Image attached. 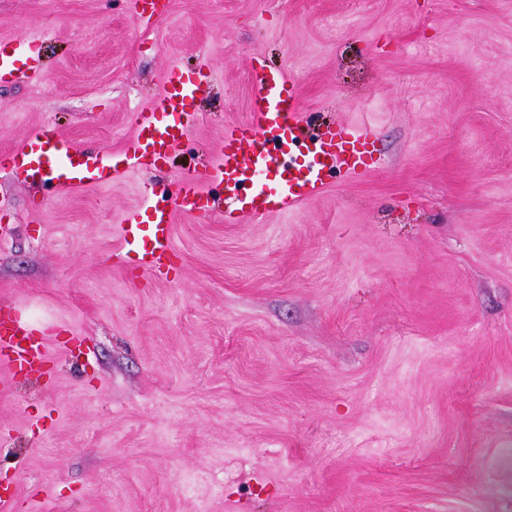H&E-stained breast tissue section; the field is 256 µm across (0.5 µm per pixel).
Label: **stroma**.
Listing matches in <instances>:
<instances>
[{"label": "stroma", "mask_w": 512, "mask_h": 512, "mask_svg": "<svg viewBox=\"0 0 512 512\" xmlns=\"http://www.w3.org/2000/svg\"><path fill=\"white\" fill-rule=\"evenodd\" d=\"M0 0L40 38L0 82V312L48 340L0 393L15 512H512V0ZM305 126H372L365 175L292 210L174 216L164 274L114 265L249 121V68ZM207 73L159 169L61 188L6 162L35 132L119 152L167 64Z\"/></svg>", "instance_id": "obj_1"}]
</instances>
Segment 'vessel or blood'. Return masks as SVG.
<instances>
[{
  "instance_id": "1",
  "label": "vessel or blood",
  "mask_w": 512,
  "mask_h": 512,
  "mask_svg": "<svg viewBox=\"0 0 512 512\" xmlns=\"http://www.w3.org/2000/svg\"><path fill=\"white\" fill-rule=\"evenodd\" d=\"M37 41V36L25 35L0 45V80L8 78L20 84L39 76ZM250 81L255 91L254 120L225 131L224 146L206 176L192 175L183 180L171 205L152 207L147 214L136 209L125 215L121 226L122 257L150 271H161L173 252L175 213L192 216L210 211L206 181L223 183L229 202L224 220L230 223L241 215L262 217L294 208L319 190L324 169L352 173L364 165L372 145L368 128L347 132L339 127L305 133L295 94L286 88L288 77L284 72L255 67L250 71ZM202 84V77L184 73L174 64L167 67L156 109L136 114L138 133L127 146V163L142 166L149 160L156 162L175 149L187 121L193 118L190 103ZM164 114L169 115V122H161ZM282 141L297 149L303 162H288L277 149ZM109 161V152L87 154L37 132L13 155L12 167L18 174L40 175L69 187L103 184ZM259 173L272 178V190L244 193L243 184ZM47 362L43 340L11 314H1L0 366L10 364L32 373L42 371Z\"/></svg>"
}]
</instances>
